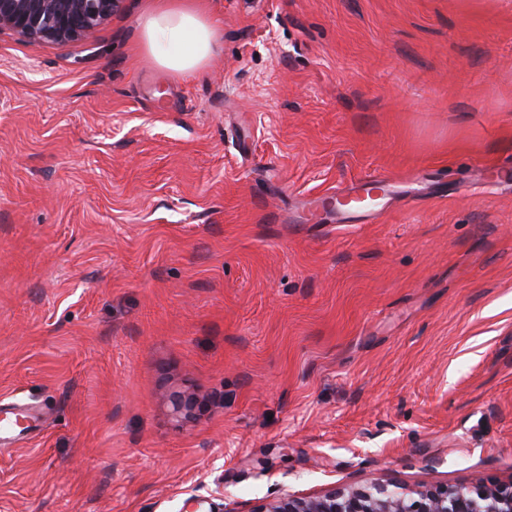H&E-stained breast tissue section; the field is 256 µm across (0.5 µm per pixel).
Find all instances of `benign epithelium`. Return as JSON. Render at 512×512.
Listing matches in <instances>:
<instances>
[{"instance_id": "obj_1", "label": "benign epithelium", "mask_w": 512, "mask_h": 512, "mask_svg": "<svg viewBox=\"0 0 512 512\" xmlns=\"http://www.w3.org/2000/svg\"><path fill=\"white\" fill-rule=\"evenodd\" d=\"M121 0H0V32L9 30L33 46L64 44L100 26ZM177 418L191 415L193 397L169 395ZM259 512H512V484L475 479L466 487L431 486L409 491L394 482L332 489L318 496L288 495Z\"/></svg>"}]
</instances>
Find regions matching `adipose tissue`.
Listing matches in <instances>:
<instances>
[{"instance_id":"obj_1","label":"adipose tissue","mask_w":512,"mask_h":512,"mask_svg":"<svg viewBox=\"0 0 512 512\" xmlns=\"http://www.w3.org/2000/svg\"><path fill=\"white\" fill-rule=\"evenodd\" d=\"M142 40L160 66L185 75L215 54L220 32L193 0H154L144 17Z\"/></svg>"}]
</instances>
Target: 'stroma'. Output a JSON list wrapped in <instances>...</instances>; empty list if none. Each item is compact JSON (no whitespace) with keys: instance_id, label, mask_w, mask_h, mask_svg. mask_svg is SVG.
<instances>
[{"instance_id":"stroma-1","label":"stroma","mask_w":512,"mask_h":512,"mask_svg":"<svg viewBox=\"0 0 512 512\" xmlns=\"http://www.w3.org/2000/svg\"><path fill=\"white\" fill-rule=\"evenodd\" d=\"M146 4L0 32V512L512 483V0H205L187 76ZM155 1L144 17V47L170 71L195 72L218 50L219 29L193 0Z\"/></svg>"}]
</instances>
